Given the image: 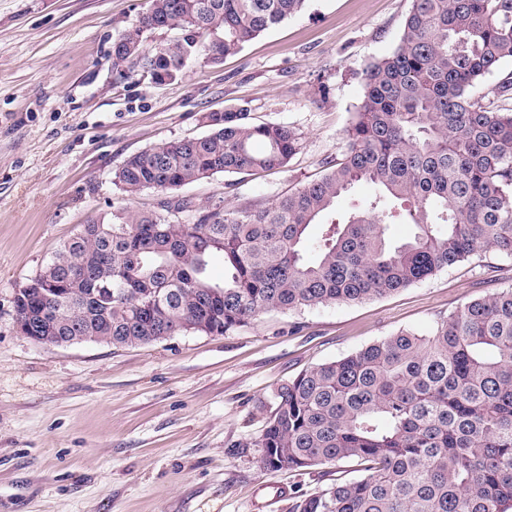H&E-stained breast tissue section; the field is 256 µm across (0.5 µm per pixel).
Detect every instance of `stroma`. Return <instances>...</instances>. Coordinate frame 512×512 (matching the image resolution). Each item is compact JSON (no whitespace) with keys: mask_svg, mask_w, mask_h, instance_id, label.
I'll use <instances>...</instances> for the list:
<instances>
[{"mask_svg":"<svg viewBox=\"0 0 512 512\" xmlns=\"http://www.w3.org/2000/svg\"><path fill=\"white\" fill-rule=\"evenodd\" d=\"M147 0H0V512H290L353 477L344 461L264 468L277 389L300 372L402 331L430 334L472 299L512 288V257L474 256L383 298L269 311L224 335L142 346L34 342L14 297L100 214L157 209L113 182L131 154L207 132L200 115L240 105L301 135L288 166L182 188L201 206L263 208L341 156L367 66L397 44L411 0H307L213 65L153 87L112 74V37ZM286 497L259 507L261 485Z\"/></svg>","mask_w":512,"mask_h":512,"instance_id":"obj_1","label":"stroma"}]
</instances>
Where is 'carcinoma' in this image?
I'll use <instances>...</instances> for the list:
<instances>
[{
  "label": "carcinoma",
  "instance_id": "cac0c4a2",
  "mask_svg": "<svg viewBox=\"0 0 512 512\" xmlns=\"http://www.w3.org/2000/svg\"><path fill=\"white\" fill-rule=\"evenodd\" d=\"M306 0H149L112 41V72L154 86L188 62L219 64ZM157 31L175 36L149 44ZM512 58V0H412L393 52L365 71L342 156L262 209L196 207L174 191L218 173L288 166L300 135L249 110L205 112L207 135L130 155L114 182L165 195L147 214L91 220L19 290L43 336H112L114 346L222 335L276 309L373 300L481 253L512 256V109L469 88ZM361 183L364 208L324 224ZM411 224L394 242L389 227ZM224 258V280L209 275ZM257 445L268 465L343 460L361 474L291 512H512V288L473 299L427 336L401 332L278 388Z\"/></svg>",
  "mask_w": 512,
  "mask_h": 512
}]
</instances>
